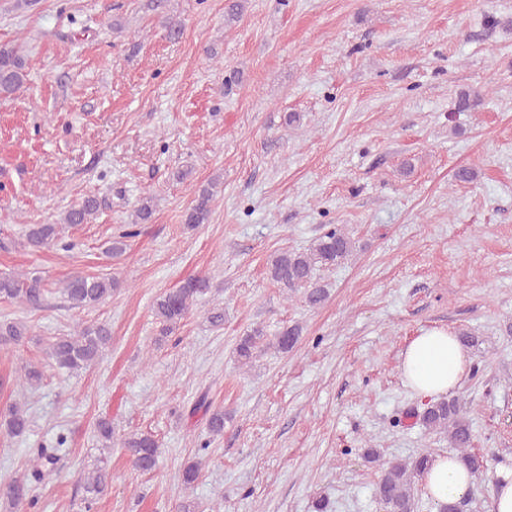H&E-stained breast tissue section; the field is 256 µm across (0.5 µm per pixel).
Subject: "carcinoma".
I'll use <instances>...</instances> for the list:
<instances>
[{
  "label": "carcinoma",
  "mask_w": 512,
  "mask_h": 512,
  "mask_svg": "<svg viewBox=\"0 0 512 512\" xmlns=\"http://www.w3.org/2000/svg\"><path fill=\"white\" fill-rule=\"evenodd\" d=\"M171 0H150V9L162 19L165 33L170 39L182 35L179 20L170 15ZM28 63L16 45L0 44V100L11 99L27 82ZM214 193L203 187L194 193L192 206L185 218L191 229L209 223ZM98 208L97 200L86 198L81 204L69 209L63 219L65 224H85ZM26 244L34 248L59 246L68 249L62 242L55 224H31L26 234ZM355 242L342 229L334 226L326 230L306 251L289 250L276 256L271 263V278L291 290L304 289L306 303L312 307L321 304L327 297L326 289L315 279L318 266L331 267L347 260L354 252ZM119 285L113 276H99L76 273L63 285V295L73 308L94 307L112 297V291ZM209 288V281L193 276L182 284L164 292L154 306L156 320L161 325L160 334L168 335L186 317L196 298ZM49 292L47 281L40 275H0V299L17 300L32 309H39L46 302ZM29 336V329L18 321H0V344L20 345ZM264 330L257 327L243 336L236 346V355L244 363L250 362L260 349ZM300 336V330L291 326L280 331L272 341L279 352L291 351ZM110 333L101 324H87L70 336H60L48 348V358L60 369L69 372L94 365L103 349L109 343ZM209 414L206 422L208 434L212 437L224 432V409L210 411V403L198 400L191 414L199 410ZM423 426L433 432L445 433L450 447L459 452L458 458L473 473L481 475L487 469V460L468 451L473 441L470 418L463 410L459 399H443L427 406L421 415ZM30 427L27 411L11 405L0 411V432L11 437L24 435ZM122 448L134 470L142 473L152 471L159 457V444L149 432L134 433L124 438ZM367 462L378 466L375 497L382 512H416L418 500L414 493L415 479L423 476L435 460L430 453H423L411 462H382L375 448L364 450ZM55 464L54 446L42 445L33 457L31 475H23L0 482V501L9 504L18 512H27L37 506V498L31 494V479H38L45 470ZM111 474L106 465H98L82 479L85 493V508L92 509L93 502L107 488Z\"/></svg>",
  "instance_id": "cac0c4a2"
}]
</instances>
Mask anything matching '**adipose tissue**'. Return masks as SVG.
<instances>
[{
    "label": "adipose tissue",
    "mask_w": 512,
    "mask_h": 512,
    "mask_svg": "<svg viewBox=\"0 0 512 512\" xmlns=\"http://www.w3.org/2000/svg\"><path fill=\"white\" fill-rule=\"evenodd\" d=\"M470 361L453 333L433 328L416 336L407 346L401 372L412 390L436 397L457 390ZM476 480L455 457L436 458L423 477L424 489L434 502L466 496Z\"/></svg>",
    "instance_id": "ef3b65f1"
}]
</instances>
